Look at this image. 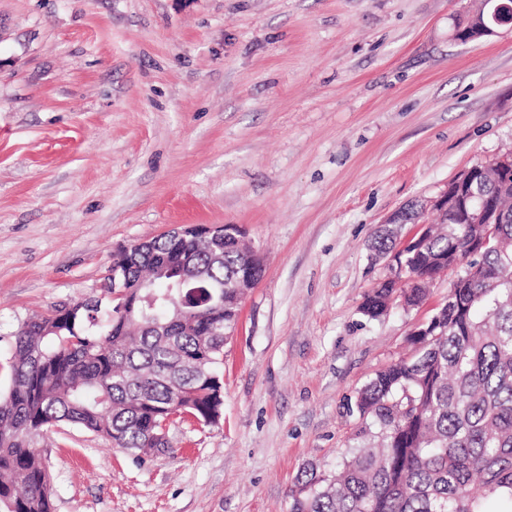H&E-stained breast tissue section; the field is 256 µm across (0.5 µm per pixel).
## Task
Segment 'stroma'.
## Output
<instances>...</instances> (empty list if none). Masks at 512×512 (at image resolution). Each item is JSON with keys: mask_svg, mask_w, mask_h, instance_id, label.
Instances as JSON below:
<instances>
[{"mask_svg": "<svg viewBox=\"0 0 512 512\" xmlns=\"http://www.w3.org/2000/svg\"><path fill=\"white\" fill-rule=\"evenodd\" d=\"M478 0H0V389L32 315L102 293L113 251L238 225L264 271L224 347L218 424L141 458L36 437L53 512H288L353 447L358 390L448 299L359 306L371 245L512 149V28ZM498 24L489 10L487 1L482 0L481 6L467 18L465 23L458 26L456 36L462 41H469L489 35Z\"/></svg>", "mask_w": 512, "mask_h": 512, "instance_id": "obj_1", "label": "stroma"}]
</instances>
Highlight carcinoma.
I'll use <instances>...</instances> for the list:
<instances>
[{"label":"carcinoma","mask_w":512,"mask_h":512,"mask_svg":"<svg viewBox=\"0 0 512 512\" xmlns=\"http://www.w3.org/2000/svg\"><path fill=\"white\" fill-rule=\"evenodd\" d=\"M498 26L487 0L458 26L462 41ZM474 185L500 203L497 235L475 259L480 277L453 289L408 356L358 392L365 422L336 472L311 468L290 489L289 512H487L493 496L512 512V178L498 164L473 169ZM475 224L450 210L417 253L400 261L360 310L378 319L400 293L419 305L428 285L464 258ZM216 248L162 236L112 254L103 294L36 315L14 335L10 383L0 392V512H53L50 478L32 440L65 423L137 457L171 448L167 421L219 422L225 333L263 262L234 225Z\"/></svg>","instance_id":"obj_1"}]
</instances>
